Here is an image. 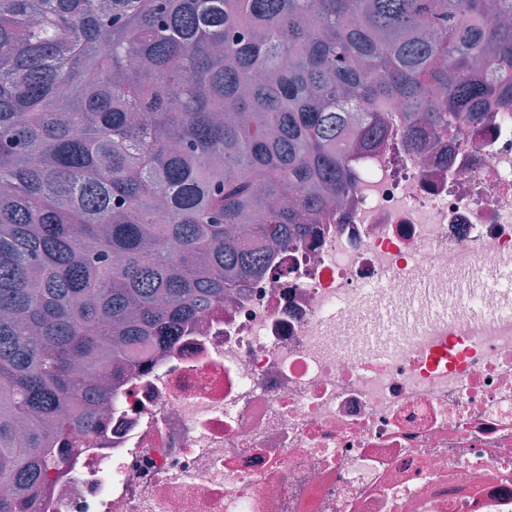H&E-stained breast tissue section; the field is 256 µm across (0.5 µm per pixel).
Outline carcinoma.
Here are the masks:
<instances>
[{"mask_svg": "<svg viewBox=\"0 0 512 512\" xmlns=\"http://www.w3.org/2000/svg\"><path fill=\"white\" fill-rule=\"evenodd\" d=\"M492 97L512 0H0V512L112 404L103 347L174 344L351 190L356 108L414 144Z\"/></svg>", "mask_w": 512, "mask_h": 512, "instance_id": "cac0c4a2", "label": "carcinoma"}]
</instances>
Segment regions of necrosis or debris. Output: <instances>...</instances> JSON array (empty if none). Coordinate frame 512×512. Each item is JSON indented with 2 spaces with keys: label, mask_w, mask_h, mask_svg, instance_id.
<instances>
[{
  "label": "necrosis or debris",
  "mask_w": 512,
  "mask_h": 512,
  "mask_svg": "<svg viewBox=\"0 0 512 512\" xmlns=\"http://www.w3.org/2000/svg\"><path fill=\"white\" fill-rule=\"evenodd\" d=\"M350 165L313 233L137 358L42 512H512V113Z\"/></svg>",
  "instance_id": "1"
}]
</instances>
